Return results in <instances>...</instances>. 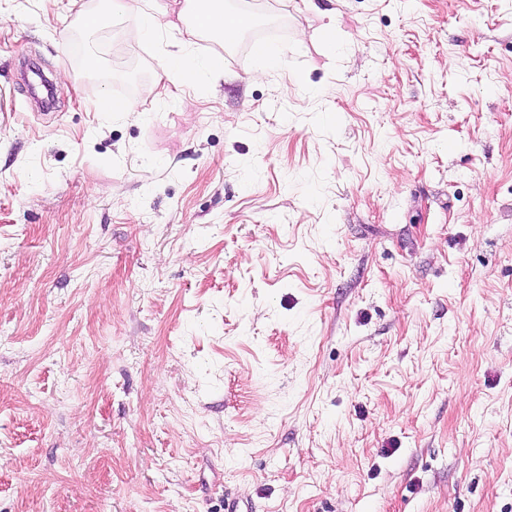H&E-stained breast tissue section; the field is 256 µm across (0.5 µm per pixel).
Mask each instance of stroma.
Here are the masks:
<instances>
[{"label":"stroma","instance_id":"35a3bbf8","mask_svg":"<svg viewBox=\"0 0 512 512\" xmlns=\"http://www.w3.org/2000/svg\"><path fill=\"white\" fill-rule=\"evenodd\" d=\"M183 2L0 0V512H512V0ZM153 1L147 0H109L110 9L136 21L145 33L156 27V8ZM184 3L181 13L186 15L189 35L203 31L225 42L236 40L242 29L239 20L245 17L226 14L222 0H186ZM164 71L167 74L177 75L188 80H192L199 75V70L194 65L193 60L189 59L182 51L166 54Z\"/></svg>","mask_w":512,"mask_h":512}]
</instances>
